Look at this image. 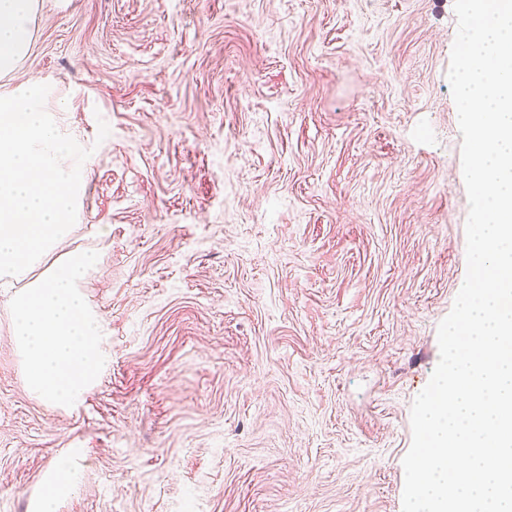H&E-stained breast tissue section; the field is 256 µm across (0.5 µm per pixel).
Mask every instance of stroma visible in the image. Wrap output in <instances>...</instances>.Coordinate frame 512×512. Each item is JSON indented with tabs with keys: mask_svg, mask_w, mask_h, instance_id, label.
Returning a JSON list of instances; mask_svg holds the SVG:
<instances>
[{
	"mask_svg": "<svg viewBox=\"0 0 512 512\" xmlns=\"http://www.w3.org/2000/svg\"><path fill=\"white\" fill-rule=\"evenodd\" d=\"M454 0H39L29 54L92 154L52 254L106 369L31 395L0 295V512H402L411 407L465 280ZM110 135L97 142L99 122ZM74 457L72 453L61 455L56 462L50 483L53 488V495L43 499L39 504V512H54L53 501L65 489L69 488L75 478Z\"/></svg>",
	"mask_w": 512,
	"mask_h": 512,
	"instance_id": "obj_1",
	"label": "stroma"
}]
</instances>
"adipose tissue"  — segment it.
I'll return each instance as SVG.
<instances>
[{
  "label": "adipose tissue",
  "mask_w": 512,
  "mask_h": 512,
  "mask_svg": "<svg viewBox=\"0 0 512 512\" xmlns=\"http://www.w3.org/2000/svg\"><path fill=\"white\" fill-rule=\"evenodd\" d=\"M36 9L37 0H0V77L28 53Z\"/></svg>",
  "instance_id": "ef3b65f1"
}]
</instances>
